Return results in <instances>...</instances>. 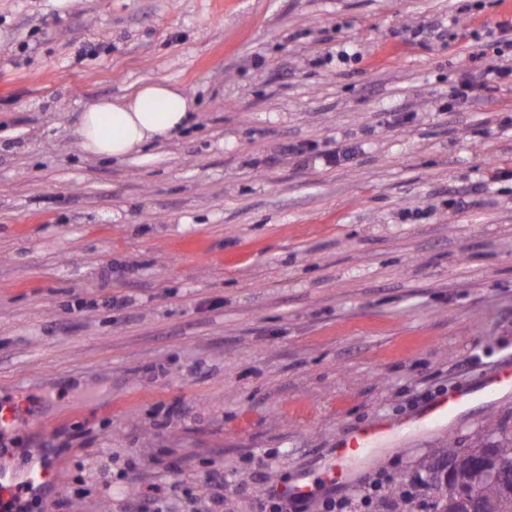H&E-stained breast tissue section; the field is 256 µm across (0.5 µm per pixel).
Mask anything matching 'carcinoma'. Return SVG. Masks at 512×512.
I'll return each instance as SVG.
<instances>
[{
	"label": "carcinoma",
	"mask_w": 512,
	"mask_h": 512,
	"mask_svg": "<svg viewBox=\"0 0 512 512\" xmlns=\"http://www.w3.org/2000/svg\"><path fill=\"white\" fill-rule=\"evenodd\" d=\"M493 445L476 431L468 448L448 443L419 464L420 499L401 481L388 491L389 512H512V433L496 429Z\"/></svg>",
	"instance_id": "obj_1"
}]
</instances>
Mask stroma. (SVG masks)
Segmentation results:
<instances>
[{
    "instance_id": "obj_1",
    "label": "stroma",
    "mask_w": 512,
    "mask_h": 512,
    "mask_svg": "<svg viewBox=\"0 0 512 512\" xmlns=\"http://www.w3.org/2000/svg\"><path fill=\"white\" fill-rule=\"evenodd\" d=\"M502 18L497 0H0V406L30 418L0 464L58 471L31 512H124L171 480L187 512L213 468L224 512H259L339 436L512 356V82L446 108ZM156 79L194 99L186 129L121 159L82 148L90 105ZM339 143L353 156L323 164ZM499 425L512 398L364 485Z\"/></svg>"
}]
</instances>
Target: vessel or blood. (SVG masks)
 Listing matches in <instances>:
<instances>
[{
    "label": "vessel or blood",
    "mask_w": 512,
    "mask_h": 512,
    "mask_svg": "<svg viewBox=\"0 0 512 512\" xmlns=\"http://www.w3.org/2000/svg\"><path fill=\"white\" fill-rule=\"evenodd\" d=\"M512 397V360H503L484 373L476 386L459 388L424 405L409 422L380 420L341 436L324 465L320 482L327 488L356 486L365 469L372 465L386 447L406 428L433 429L457 417L461 409L480 400L500 401ZM57 473L49 462L31 467L26 484L34 489L53 485Z\"/></svg>",
    "instance_id": "vessel-or-blood-1"
}]
</instances>
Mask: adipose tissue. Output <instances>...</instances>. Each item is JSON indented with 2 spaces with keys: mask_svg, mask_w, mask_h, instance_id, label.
I'll return each mask as SVG.
<instances>
[{
  "mask_svg": "<svg viewBox=\"0 0 512 512\" xmlns=\"http://www.w3.org/2000/svg\"><path fill=\"white\" fill-rule=\"evenodd\" d=\"M193 109V101L170 81L139 84L128 95L96 102L83 113V148L98 157H124L185 129Z\"/></svg>",
  "mask_w": 512,
  "mask_h": 512,
  "instance_id": "ef3b65f1",
  "label": "adipose tissue"
}]
</instances>
